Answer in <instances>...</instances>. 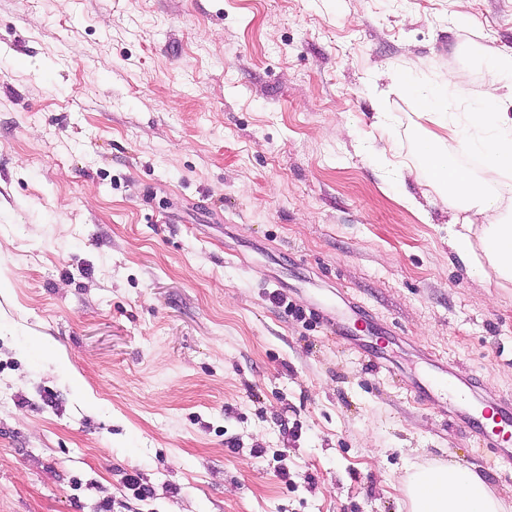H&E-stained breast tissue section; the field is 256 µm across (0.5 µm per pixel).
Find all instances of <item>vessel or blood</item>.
Segmentation results:
<instances>
[{
  "instance_id": "obj_1",
  "label": "vessel or blood",
  "mask_w": 512,
  "mask_h": 512,
  "mask_svg": "<svg viewBox=\"0 0 512 512\" xmlns=\"http://www.w3.org/2000/svg\"><path fill=\"white\" fill-rule=\"evenodd\" d=\"M433 391L452 396L462 405L460 419L477 440L484 468L512 465V399L484 393L477 380L458 377L447 363L436 364L415 388L419 397Z\"/></svg>"
}]
</instances>
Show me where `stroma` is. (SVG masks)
Listing matches in <instances>:
<instances>
[{
    "mask_svg": "<svg viewBox=\"0 0 512 512\" xmlns=\"http://www.w3.org/2000/svg\"><path fill=\"white\" fill-rule=\"evenodd\" d=\"M456 11L0 0V512H408L448 460L512 512L410 395L433 355L512 397V283L455 261L414 150L512 51V0ZM349 301L383 364L311 313Z\"/></svg>",
    "mask_w": 512,
    "mask_h": 512,
    "instance_id": "obj_1",
    "label": "stroma"
}]
</instances>
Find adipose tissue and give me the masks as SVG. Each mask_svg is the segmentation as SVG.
Wrapping results in <instances>:
<instances>
[{"label":"adipose tissue","mask_w":512,"mask_h":512,"mask_svg":"<svg viewBox=\"0 0 512 512\" xmlns=\"http://www.w3.org/2000/svg\"><path fill=\"white\" fill-rule=\"evenodd\" d=\"M491 58L479 104L464 120H449L451 150L431 138L416 151L443 205L454 212L448 245L469 270L512 282V118L498 106L512 97V52L484 47ZM477 155L481 175L462 170L457 159ZM409 512H502L501 501L474 472L456 463L414 468L404 486Z\"/></svg>","instance_id":"obj_1"}]
</instances>
